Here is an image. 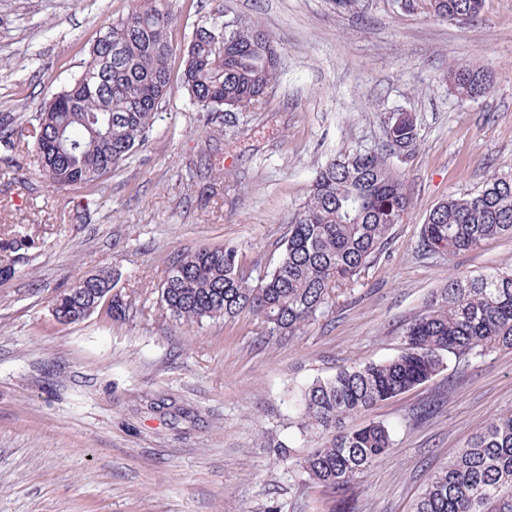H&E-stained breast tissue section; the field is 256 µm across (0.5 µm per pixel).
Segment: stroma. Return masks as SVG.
Here are the masks:
<instances>
[{
	"label": "stroma",
	"mask_w": 512,
	"mask_h": 512,
	"mask_svg": "<svg viewBox=\"0 0 512 512\" xmlns=\"http://www.w3.org/2000/svg\"><path fill=\"white\" fill-rule=\"evenodd\" d=\"M172 92L149 139L98 187H49L36 161L0 176V512H333L339 495L300 486L296 460L320 444L288 426L301 391L352 363L398 354L402 332L448 279L512 268V239L448 256L421 226L451 194L512 170V0L472 23L404 12L394 0H171ZM130 0H0V113L32 149L37 104L73 82ZM264 27L282 70L265 102L210 118L189 105L183 51L216 7ZM487 73L461 99L450 68ZM408 112L421 138L387 151L382 116ZM384 155L411 201L384 250L330 313L295 336L249 313L175 319L161 284L177 254L231 243L272 269L317 169ZM25 238L28 246L11 243ZM116 274L127 304L59 323L51 300ZM434 403L428 419L419 407ZM512 411V349L447 358L427 382L349 421H380L395 449L353 483L355 512H410L432 468L494 415ZM288 445L290 457L278 448Z\"/></svg>",
	"instance_id": "obj_1"
}]
</instances>
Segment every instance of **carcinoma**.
Here are the masks:
<instances>
[{
    "mask_svg": "<svg viewBox=\"0 0 512 512\" xmlns=\"http://www.w3.org/2000/svg\"><path fill=\"white\" fill-rule=\"evenodd\" d=\"M438 20L479 18L485 0H422ZM178 21L169 0H133L126 15L103 35L74 82L36 113L37 162L51 186L96 185L136 153L171 92L169 29ZM281 54L259 25L238 21L224 34V10L194 28L183 56L182 87L189 103L211 115L246 112L263 103L280 72ZM448 85L460 97L489 89L480 73L456 67ZM13 115L0 116V145L16 148ZM392 150L416 147L420 132L411 115L383 118ZM401 177L378 154L334 159L316 171L308 199L291 225L283 253L254 276L238 262L234 246L201 247L179 255L161 285L171 313L186 322L234 318L249 312L272 336H294L328 313L388 244L391 229L408 213ZM512 238V173L489 175L480 190L451 194L422 224L424 251L454 255L485 241ZM53 302L62 316L84 315L114 280L105 272L76 282ZM400 352L383 362L353 363L301 393L294 424L326 438L300 462L303 486L333 492L374 467L395 446L382 422L358 428L347 420L420 385L450 356L512 349V270L448 281L439 298L403 331ZM413 512H512V411L471 435L430 473Z\"/></svg>",
    "mask_w": 512,
    "mask_h": 512,
    "instance_id": "carcinoma-1",
    "label": "carcinoma"
}]
</instances>
